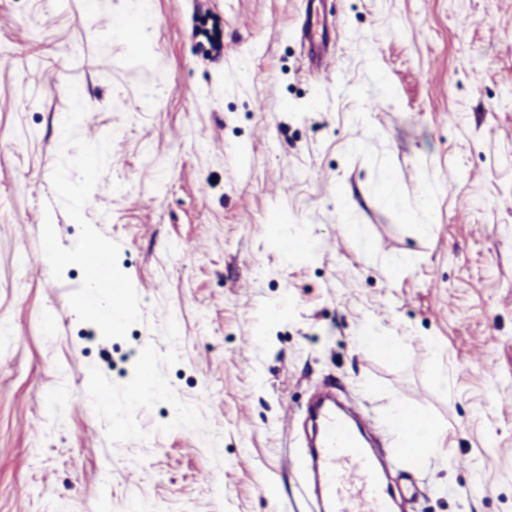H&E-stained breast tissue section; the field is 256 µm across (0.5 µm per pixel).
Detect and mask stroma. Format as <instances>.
<instances>
[{
    "label": "stroma",
    "instance_id": "obj_1",
    "mask_svg": "<svg viewBox=\"0 0 512 512\" xmlns=\"http://www.w3.org/2000/svg\"><path fill=\"white\" fill-rule=\"evenodd\" d=\"M333 3L318 75L301 0H0V512H316L292 461L324 383L386 452L398 402L446 433L395 460L405 512H512V0ZM71 81L80 135L114 136L84 215L140 296L123 340L34 258L44 207L79 234L50 181Z\"/></svg>",
    "mask_w": 512,
    "mask_h": 512
}]
</instances>
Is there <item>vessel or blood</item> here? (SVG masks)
I'll return each instance as SVG.
<instances>
[{"mask_svg":"<svg viewBox=\"0 0 512 512\" xmlns=\"http://www.w3.org/2000/svg\"><path fill=\"white\" fill-rule=\"evenodd\" d=\"M304 2L300 34L312 71L322 73L334 51L333 42L318 33L328 24V0ZM312 419L317 436L298 464L312 469L316 476L321 512H395V491L384 480L391 458L361 446L354 429L359 421L356 412H342L321 402L313 408ZM423 422V413L416 410L403 419L399 426L403 438L396 456L416 457L409 436L422 428Z\"/></svg>","mask_w":512,"mask_h":512,"instance_id":"vessel-or-blood-1","label":"vessel or blood"}]
</instances>
